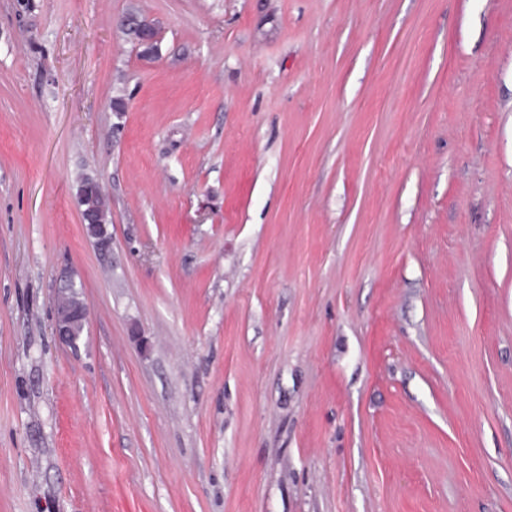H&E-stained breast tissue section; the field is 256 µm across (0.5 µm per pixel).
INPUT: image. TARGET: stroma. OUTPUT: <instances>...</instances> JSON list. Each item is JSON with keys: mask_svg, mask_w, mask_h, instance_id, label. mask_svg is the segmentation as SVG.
<instances>
[{"mask_svg": "<svg viewBox=\"0 0 512 512\" xmlns=\"http://www.w3.org/2000/svg\"><path fill=\"white\" fill-rule=\"evenodd\" d=\"M0 512H512V0H0ZM139 38L131 39L133 50L140 57H156L160 29L158 25L148 19H142L139 23ZM77 203L79 206L80 217L82 224H85L88 232L97 237L98 245L101 248H106L110 245L112 238L107 234L106 231L99 232V227L97 225V215L92 210V207L89 205V201L86 198V194L84 192H80L77 196ZM53 306L55 335L71 348L79 349V336L74 333L75 325L87 323L89 310L71 280H65L55 288Z\"/></svg>", "mask_w": 512, "mask_h": 512, "instance_id": "stroma-1", "label": "stroma"}]
</instances>
